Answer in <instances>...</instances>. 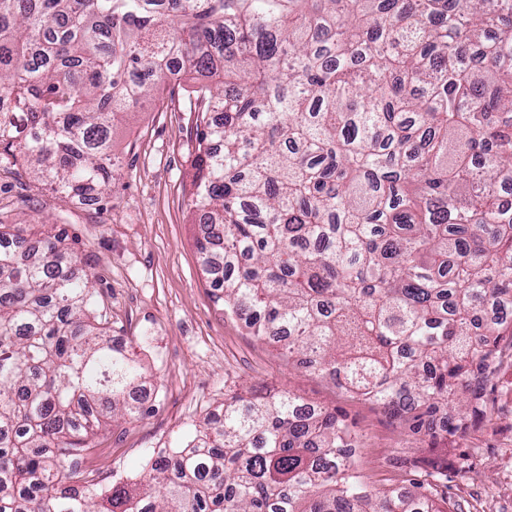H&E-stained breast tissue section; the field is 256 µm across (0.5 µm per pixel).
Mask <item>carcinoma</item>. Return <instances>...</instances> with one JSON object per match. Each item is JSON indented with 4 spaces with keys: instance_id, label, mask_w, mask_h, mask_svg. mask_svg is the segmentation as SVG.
<instances>
[{
    "instance_id": "carcinoma-1",
    "label": "carcinoma",
    "mask_w": 512,
    "mask_h": 512,
    "mask_svg": "<svg viewBox=\"0 0 512 512\" xmlns=\"http://www.w3.org/2000/svg\"><path fill=\"white\" fill-rule=\"evenodd\" d=\"M170 80L224 311L414 433L490 417L512 318H477L512 298V0H0V163L102 192L115 123ZM90 283L62 232L0 225V512H447L369 490L336 413L250 389L103 492L64 461L144 413L143 374Z\"/></svg>"
}]
</instances>
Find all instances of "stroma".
Segmentation results:
<instances>
[{
	"label": "stroma",
	"mask_w": 512,
	"mask_h": 512,
	"mask_svg": "<svg viewBox=\"0 0 512 512\" xmlns=\"http://www.w3.org/2000/svg\"><path fill=\"white\" fill-rule=\"evenodd\" d=\"M194 124L183 91L141 102L114 127L120 166L88 207L32 181L22 165H0V224L28 237L66 231L93 275L98 311L152 390L146 414L98 430L91 479L138 478L150 449L179 446L222 410L226 390L243 385L289 391L341 416L357 436L355 469L373 491L419 486L448 512H512V342L502 341L501 365L485 387L492 419H472L451 438L412 433L381 405L291 364L225 314L201 271V227L188 206Z\"/></svg>",
	"instance_id": "1"
}]
</instances>
